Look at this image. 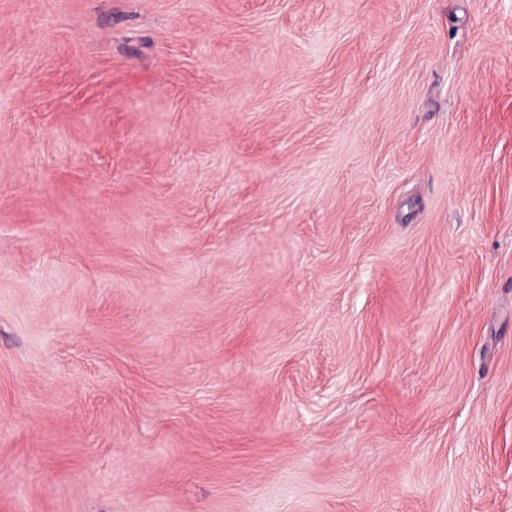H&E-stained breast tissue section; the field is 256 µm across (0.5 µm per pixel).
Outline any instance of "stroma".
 <instances>
[{
    "mask_svg": "<svg viewBox=\"0 0 512 512\" xmlns=\"http://www.w3.org/2000/svg\"><path fill=\"white\" fill-rule=\"evenodd\" d=\"M0 512H512V0H0Z\"/></svg>",
    "mask_w": 512,
    "mask_h": 512,
    "instance_id": "obj_1",
    "label": "stroma"
}]
</instances>
